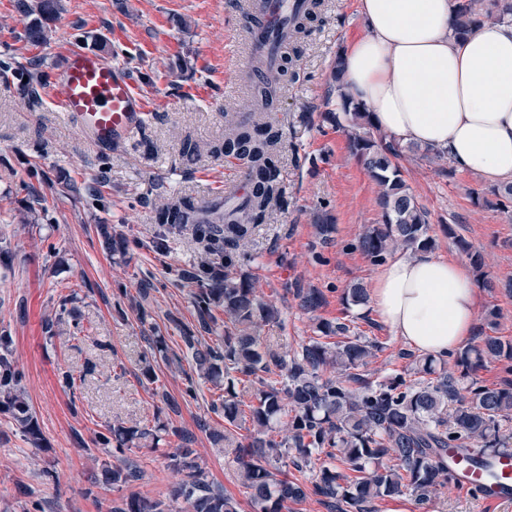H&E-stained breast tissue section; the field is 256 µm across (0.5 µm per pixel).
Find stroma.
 <instances>
[{"label": "stroma", "mask_w": 512, "mask_h": 512, "mask_svg": "<svg viewBox=\"0 0 512 512\" xmlns=\"http://www.w3.org/2000/svg\"><path fill=\"white\" fill-rule=\"evenodd\" d=\"M249 0H61L49 24L46 45L33 48L23 38L25 18L13 0H0V329L12 338L13 355L24 372L23 386L42 429V448L31 447L12 420L0 416V512H27L40 502L44 512H111L119 495L91 487L87 476L102 449L95 433L115 421L154 425L160 401L154 389L179 396L182 370L192 358L181 341L196 325L191 288L177 270L204 256L191 227L161 232L156 213L165 202H197L219 194L229 175L220 147L224 115L242 112L253 68L243 18ZM316 17L282 79L268 114L280 131L277 165L285 204L255 229L249 271L263 300L280 311V324L264 328L266 343L293 355L322 319L353 317L357 332L381 342L367 366L374 379L406 374L408 346L383 325L371 305L345 308L341 289L372 285L378 272L349 247L364 225L380 220L378 188L346 148V137L322 114L335 108L331 70L338 52L363 32L357 0H321ZM122 40H115V33ZM152 50L141 54L143 43ZM99 48L125 64L147 102L151 118L130 143L98 149L71 130L48 100L53 67L67 46ZM196 143L195 155L183 153ZM404 177L428 213L435 256L462 259L457 238L479 250L486 269L512 278V216L475 205L471 193L483 180L466 170L448 174L419 152L404 151ZM335 224L330 241L315 226ZM326 293L316 311L300 309L296 286ZM78 292L73 316L62 335L43 329L61 297ZM148 319H141L140 310ZM497 312L496 336L512 342V292L478 291V325ZM165 336L180 366L158 363L156 388L140 384V359L151 331ZM94 363L76 392L61 383L66 368ZM195 400L182 404L175 426L194 432V446L208 478L242 500L236 467L199 420L226 428L210 412L213 387L197 383ZM229 429V428H226ZM231 441L245 431L229 429ZM90 449H82V442ZM127 459L139 464L143 479L134 493L180 512L173 496L180 481L158 454L140 448ZM406 512H512L510 505H485L450 486L418 503L405 495L377 501L378 512L396 504Z\"/></svg>", "instance_id": "35a3bbf8"}]
</instances>
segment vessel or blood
Wrapping results in <instances>:
<instances>
[{
  "label": "vessel or blood",
  "mask_w": 512,
  "mask_h": 512,
  "mask_svg": "<svg viewBox=\"0 0 512 512\" xmlns=\"http://www.w3.org/2000/svg\"><path fill=\"white\" fill-rule=\"evenodd\" d=\"M307 0H255L247 40L253 54L268 66L280 63L288 49L290 23ZM52 104L89 143L107 147L131 141L147 124L145 99L129 71L99 53L71 47L48 87ZM448 472L455 486L473 493L485 504L512 500V455L484 462L458 450L448 452Z\"/></svg>",
  "instance_id": "b4317fda"
}]
</instances>
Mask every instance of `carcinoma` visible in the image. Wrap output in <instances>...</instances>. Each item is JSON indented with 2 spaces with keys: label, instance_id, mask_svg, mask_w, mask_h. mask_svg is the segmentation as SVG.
I'll list each match as a JSON object with an SVG mask.
<instances>
[{
  "label": "carcinoma",
  "instance_id": "obj_1",
  "mask_svg": "<svg viewBox=\"0 0 512 512\" xmlns=\"http://www.w3.org/2000/svg\"><path fill=\"white\" fill-rule=\"evenodd\" d=\"M15 9L29 18L25 38L32 46L47 40V25L58 11L57 0H14ZM512 17V0H458L455 34L464 36L486 23ZM284 76L279 68L264 72L253 86L251 120L224 115V156L248 164L249 198L231 215L218 214L207 225L193 223L194 205L164 206L159 224H193L208 240L209 255L178 278L194 287L196 330H186L182 341L191 351L194 375L186 377L181 399L196 397L194 377H201L220 391L211 404L224 413V422L246 428L247 434L233 448L238 482L255 512H290V505L317 497L329 512H376L375 501L410 495L424 503L450 485L448 449L476 456L512 452V382L501 386L482 384L474 373L486 363H502L512 373V343L492 336L496 315L478 332L480 343L456 353L454 366L448 360L405 352L417 375L406 380L391 375L373 380L363 371L376 352L378 342L352 333L346 322L321 320L317 335L310 337L292 356L280 354L263 341L264 327L280 324V311L259 298L254 276L242 270L251 260L247 248L257 225L282 200L276 165L278 131L266 121ZM336 112L325 119L345 133L349 153L364 166L378 186L377 204L381 221L367 224L349 245L371 264L381 265L399 249L431 251L427 212L411 194L397 159L405 146L402 139L375 126L367 106L340 94ZM476 204L506 207L512 203V183L474 191ZM482 287L493 290L500 281L484 271L483 255L464 239H457ZM299 306L314 311L325 303L318 288L295 289ZM60 305L58 316L44 323L48 338L57 337L56 327L74 313ZM346 307L364 305L368 292L360 284L341 293ZM224 311V335L216 343L205 335L218 329L213 309ZM171 361L162 336L149 337V353L140 360V381L156 383L154 365ZM24 373L12 357L11 337L0 334V414L9 416L32 446L43 444V436L23 390ZM162 410L180 412L179 400L167 392L154 391ZM285 437H273L278 427ZM172 434L181 444L168 451L160 448L162 435ZM93 443L124 453L130 448L149 447L161 451L167 466L183 474L175 492L183 499L184 512H239L238 502L208 479L192 433L162 423L155 429L117 422L107 432L95 435ZM312 470L306 484L281 476L282 469ZM143 471L126 459L104 461L92 473L95 483L114 491L133 487ZM112 512H166L159 502L135 493L124 495Z\"/></svg>",
  "mask_w": 512,
  "mask_h": 512
}]
</instances>
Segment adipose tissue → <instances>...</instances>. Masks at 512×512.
<instances>
[{"mask_svg": "<svg viewBox=\"0 0 512 512\" xmlns=\"http://www.w3.org/2000/svg\"><path fill=\"white\" fill-rule=\"evenodd\" d=\"M456 2L358 0L365 32L340 52L344 90L383 130L512 180V21L457 37ZM477 298L464 263L423 252L393 256L370 289L380 322L435 358L473 336Z\"/></svg>", "mask_w": 512, "mask_h": 512, "instance_id": "1", "label": "adipose tissue"}]
</instances>
